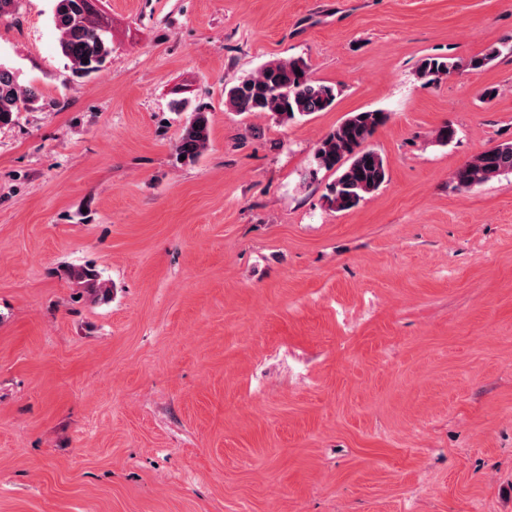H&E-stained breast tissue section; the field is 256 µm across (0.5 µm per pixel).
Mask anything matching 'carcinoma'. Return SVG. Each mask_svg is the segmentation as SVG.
Wrapping results in <instances>:
<instances>
[{"mask_svg":"<svg viewBox=\"0 0 512 512\" xmlns=\"http://www.w3.org/2000/svg\"><path fill=\"white\" fill-rule=\"evenodd\" d=\"M53 22L59 32L60 49L75 73L97 70L111 54L109 24L94 10L92 0H55ZM505 52L512 54V47L504 50L491 46L472 58L466 67L483 68ZM460 67L448 57L428 56L421 61L417 74L422 85L429 86ZM35 96L34 90L20 85L12 69L0 64V124L10 123ZM336 97L334 87L311 77L304 59L289 58L270 61L257 74L234 82L225 90V106L241 114L263 113L275 120L288 121L324 112L333 106ZM387 119L388 113L378 110L352 112L316 145L317 169L335 175L326 194L330 208L349 210L387 181L384 158L370 146L374 132ZM209 137V112L197 107L190 113L175 145L176 163H197L208 147ZM511 173L512 142H505L475 155L458 168L453 183L457 190H471ZM68 276L87 288L96 300H109L111 285L102 280L94 267L71 268Z\"/></svg>","mask_w":512,"mask_h":512,"instance_id":"cac0c4a2","label":"carcinoma"}]
</instances>
